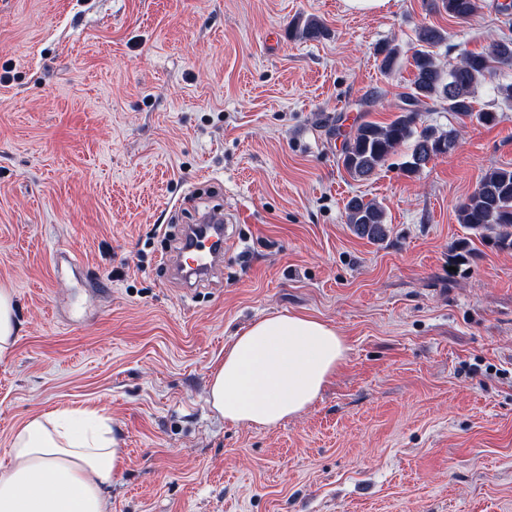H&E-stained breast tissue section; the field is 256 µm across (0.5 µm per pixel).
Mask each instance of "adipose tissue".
I'll return each mask as SVG.
<instances>
[{
	"mask_svg": "<svg viewBox=\"0 0 512 512\" xmlns=\"http://www.w3.org/2000/svg\"><path fill=\"white\" fill-rule=\"evenodd\" d=\"M335 327L299 312H271L224 348L208 403L233 425L272 428L310 408L347 358ZM0 472V512H110L103 488L119 463L107 419L52 410L16 431Z\"/></svg>",
	"mask_w": 512,
	"mask_h": 512,
	"instance_id": "ef3b65f1",
	"label": "adipose tissue"
}]
</instances>
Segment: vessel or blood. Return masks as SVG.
Wrapping results in <instances>:
<instances>
[{
    "instance_id": "obj_1",
    "label": "vessel or blood",
    "mask_w": 512,
    "mask_h": 512,
    "mask_svg": "<svg viewBox=\"0 0 512 512\" xmlns=\"http://www.w3.org/2000/svg\"><path fill=\"white\" fill-rule=\"evenodd\" d=\"M230 237V227L220 211L206 212L197 225L188 226L171 260L179 279L192 287L211 276L222 261L224 243Z\"/></svg>"
}]
</instances>
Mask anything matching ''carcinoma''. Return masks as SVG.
<instances>
[{
  "instance_id": "1",
  "label": "carcinoma",
  "mask_w": 512,
  "mask_h": 512,
  "mask_svg": "<svg viewBox=\"0 0 512 512\" xmlns=\"http://www.w3.org/2000/svg\"><path fill=\"white\" fill-rule=\"evenodd\" d=\"M435 9L449 18L465 23L480 9V0H433ZM295 36L316 40L323 36L322 26L307 20L294 26ZM448 36L431 26H422L416 33V45L408 64L414 78L410 92L403 94L398 114L385 124L364 121L344 144L340 161L354 179H366L382 167L395 149L413 141L410 159L405 162L408 174H417L431 161L451 153L456 147V134L426 127L417 130L420 107L427 102L442 101L448 111L460 120L476 119L484 125H494L502 117L499 110L474 107L478 87L491 84L494 100L512 107V82L495 81L502 68L512 69V38L492 41L488 51L467 52L450 69H443L433 48L446 42ZM380 67L387 73L396 66L401 49L392 43L376 47ZM346 223L361 238L377 242L385 239V213L374 202L354 197L345 206ZM457 220L500 250H512V169L496 168L487 172L477 188L462 201L456 210Z\"/></svg>"
}]
</instances>
